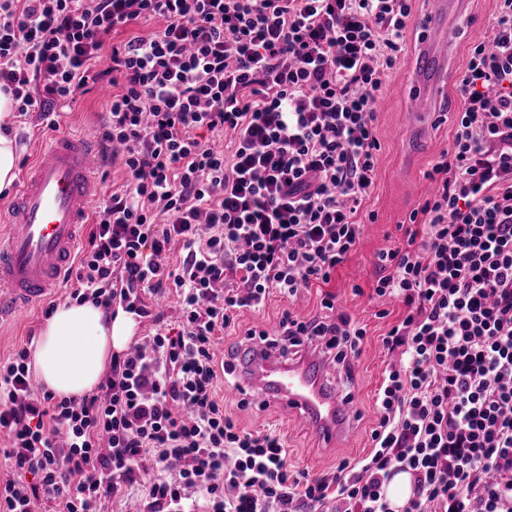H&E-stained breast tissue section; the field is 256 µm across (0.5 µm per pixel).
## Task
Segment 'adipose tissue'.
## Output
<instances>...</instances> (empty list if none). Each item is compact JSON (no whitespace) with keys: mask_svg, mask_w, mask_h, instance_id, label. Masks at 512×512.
Here are the masks:
<instances>
[{"mask_svg":"<svg viewBox=\"0 0 512 512\" xmlns=\"http://www.w3.org/2000/svg\"><path fill=\"white\" fill-rule=\"evenodd\" d=\"M11 107V94L0 90V194L17 179V144L5 125ZM134 327L132 317L121 310L109 314L89 301L61 304L41 331L33 355L36 373L56 396H83L99 385Z\"/></svg>","mask_w":512,"mask_h":512,"instance_id":"obj_1","label":"adipose tissue"}]
</instances>
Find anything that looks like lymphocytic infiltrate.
<instances>
[{"instance_id":"f902f5d3","label":"lymphocytic infiltrate","mask_w":512,"mask_h":512,"mask_svg":"<svg viewBox=\"0 0 512 512\" xmlns=\"http://www.w3.org/2000/svg\"><path fill=\"white\" fill-rule=\"evenodd\" d=\"M457 86L453 143L427 177L374 287L405 311L383 339L374 449L308 478L279 438L237 430L218 399L215 344L238 312L329 283L362 233L374 186V102L405 49L411 0H0V89L56 129L90 83L119 85L99 133L127 181L99 202L72 300L158 328L113 355L99 392L34 387L30 351L0 365L12 469L0 512H512V0ZM149 35L108 43L148 19ZM231 133L209 147L201 131ZM185 255L170 263L175 246ZM178 298L177 327L153 308ZM366 331L344 312L283 314L288 353L310 345L351 370Z\"/></svg>"}]
</instances>
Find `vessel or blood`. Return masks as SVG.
Returning a JSON list of instances; mask_svg holds the SVG:
<instances>
[{
    "instance_id": "1",
    "label": "vessel or blood",
    "mask_w": 512,
    "mask_h": 512,
    "mask_svg": "<svg viewBox=\"0 0 512 512\" xmlns=\"http://www.w3.org/2000/svg\"><path fill=\"white\" fill-rule=\"evenodd\" d=\"M467 2L437 0L436 8L417 20L422 47L412 76L413 131L429 119L428 96L448 76L453 35ZM101 166L99 149L87 134L58 133L42 147L8 206V233L0 240V317L27 313L62 286L88 206L101 192ZM233 365L246 394L305 421L322 447H337L358 419L355 398L327 383L331 364L313 347L286 364L273 349L245 344L236 349Z\"/></svg>"
}]
</instances>
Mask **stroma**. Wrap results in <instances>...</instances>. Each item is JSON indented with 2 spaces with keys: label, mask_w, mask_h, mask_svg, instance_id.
Returning a JSON list of instances; mask_svg holds the SVG:
<instances>
[{
  "label": "stroma",
  "mask_w": 512,
  "mask_h": 512,
  "mask_svg": "<svg viewBox=\"0 0 512 512\" xmlns=\"http://www.w3.org/2000/svg\"><path fill=\"white\" fill-rule=\"evenodd\" d=\"M497 8V0H470V13L459 27L456 49L448 58V73L453 83L441 86V97L455 95V84L466 68L470 49L477 39L490 35ZM417 45L415 32H408L405 49L378 93L375 135L380 149L376 155V177L373 190L358 214L364 229L356 246L338 266L329 283H312L293 297L271 292L259 309L239 312L215 346L221 353L239 342L247 330L273 331L288 311L307 318L327 316L328 311L321 301L328 293L335 297L336 310L345 311L365 329L361 352L354 361L353 381L363 417L351 437L339 448H320L301 421L283 418L275 405L246 403L233 385L218 386V395L223 398L225 408L232 410L237 427L246 432L277 436L286 451L288 468L296 474L305 473L312 478L326 475L335 471L340 462L356 461L371 450V433L377 425V393L384 371L392 361L383 338L403 312L398 301L382 306L372 297L373 288L383 275L376 255L380 250L403 242L404 223L428 195L430 182L425 174L440 153L451 148L454 132L452 120L434 121L424 130V143L418 153L413 156L408 153L409 133L404 124L408 108L406 81L416 63ZM111 94V88L92 86L88 93L62 109L58 118L60 130L95 132L106 116L105 105ZM44 311V306H37L27 317L0 331V361L38 339L45 322Z\"/></svg>",
  "instance_id": "35a3bbf8"
}]
</instances>
